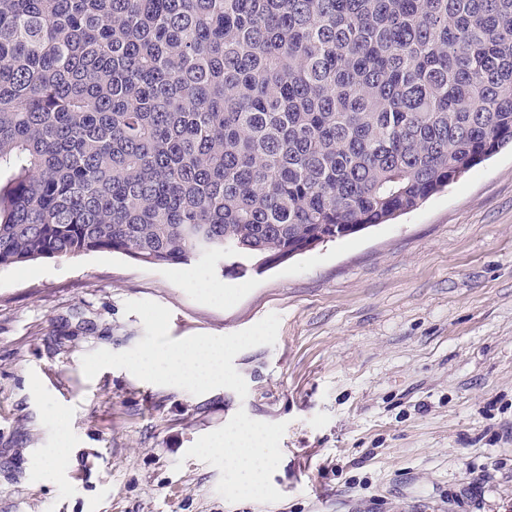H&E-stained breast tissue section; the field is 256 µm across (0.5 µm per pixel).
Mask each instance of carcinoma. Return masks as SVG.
<instances>
[{
    "label": "carcinoma",
    "instance_id": "1",
    "mask_svg": "<svg viewBox=\"0 0 512 512\" xmlns=\"http://www.w3.org/2000/svg\"><path fill=\"white\" fill-rule=\"evenodd\" d=\"M512 145V0H0V267L243 277Z\"/></svg>",
    "mask_w": 512,
    "mask_h": 512
}]
</instances>
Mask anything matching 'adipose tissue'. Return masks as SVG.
<instances>
[{
  "mask_svg": "<svg viewBox=\"0 0 512 512\" xmlns=\"http://www.w3.org/2000/svg\"><path fill=\"white\" fill-rule=\"evenodd\" d=\"M134 366L147 376L191 380L202 390L221 384L228 377L223 342L206 337L192 338L174 347L148 350L135 360ZM267 433V428L260 424L242 421L212 436L204 452L223 458L225 470L240 479L242 488L259 494L275 463L272 450L267 446Z\"/></svg>",
  "mask_w": 512,
  "mask_h": 512,
  "instance_id": "adipose-tissue-1",
  "label": "adipose tissue"
}]
</instances>
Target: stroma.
<instances>
[{
    "label": "stroma",
    "instance_id": "35a3bbf8",
    "mask_svg": "<svg viewBox=\"0 0 512 512\" xmlns=\"http://www.w3.org/2000/svg\"><path fill=\"white\" fill-rule=\"evenodd\" d=\"M223 338L210 391L137 373ZM67 422L64 475L33 478ZM270 429L264 495L201 455ZM0 512H512V148L243 277L89 252L0 267Z\"/></svg>",
    "mask_w": 512,
    "mask_h": 512
}]
</instances>
